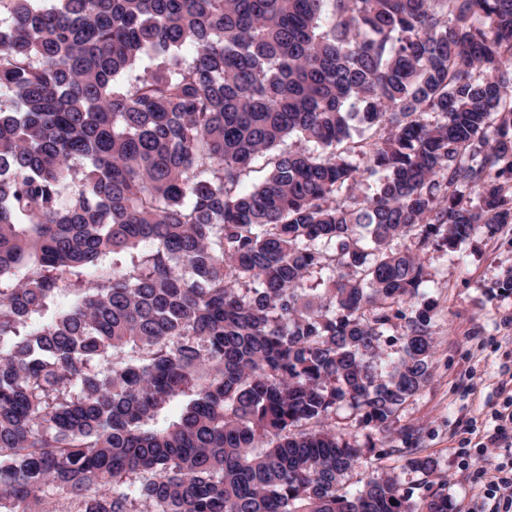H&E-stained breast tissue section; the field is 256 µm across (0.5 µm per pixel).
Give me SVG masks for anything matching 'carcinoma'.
<instances>
[{
	"mask_svg": "<svg viewBox=\"0 0 512 512\" xmlns=\"http://www.w3.org/2000/svg\"><path fill=\"white\" fill-rule=\"evenodd\" d=\"M2 10L0 512H458L414 448L348 489L336 415L430 378L417 250L512 224V0Z\"/></svg>",
	"mask_w": 512,
	"mask_h": 512,
	"instance_id": "carcinoma-1",
	"label": "carcinoma"
}]
</instances>
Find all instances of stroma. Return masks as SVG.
<instances>
[{"label": "stroma", "mask_w": 512, "mask_h": 512, "mask_svg": "<svg viewBox=\"0 0 512 512\" xmlns=\"http://www.w3.org/2000/svg\"><path fill=\"white\" fill-rule=\"evenodd\" d=\"M423 261L425 280L406 307L435 305L430 379L389 431L367 433L357 415L341 410L338 427L366 450L346 483L353 488L367 475H392L412 487L420 476L407 468L403 451L417 448L432 459L434 486L454 498L458 512H502V499L481 491L476 456L512 399V294L498 288L512 269V224L495 233L478 225L457 256L429 248Z\"/></svg>", "instance_id": "stroma-1"}]
</instances>
